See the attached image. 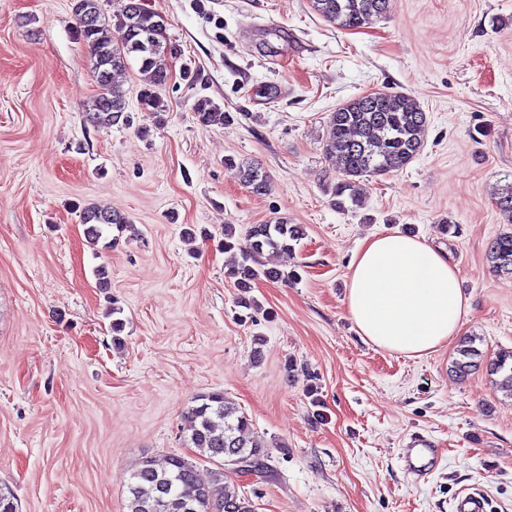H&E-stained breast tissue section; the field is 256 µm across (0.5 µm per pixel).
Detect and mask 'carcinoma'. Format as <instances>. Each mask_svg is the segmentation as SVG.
<instances>
[{"label":"carcinoma","mask_w":512,"mask_h":512,"mask_svg":"<svg viewBox=\"0 0 512 512\" xmlns=\"http://www.w3.org/2000/svg\"><path fill=\"white\" fill-rule=\"evenodd\" d=\"M387 6L388 0H312L313 9L323 19L348 30L384 15ZM73 14L75 37L89 49L97 85L96 94L82 107L85 123L105 129L128 121L126 93L114 82V75L126 69L131 57L140 63V105L158 114L167 111L157 90L168 84L170 61L181 55V49L168 38L163 16L147 8L144 0H126L110 25L102 18L100 0H73ZM195 114L202 126L222 125L232 119L207 98L197 100ZM327 124L324 152L337 161L339 171L332 186V205L349 212L363 206L370 179L402 171L418 158L428 117L408 94L382 90L346 101L329 114ZM224 163L239 169L243 184L252 193L268 191L267 176L258 168L231 156ZM494 200L512 222V182L499 186ZM80 217L87 243L92 246L108 228L120 232L133 228L126 215L96 204L84 206ZM303 236L301 226L282 220L254 224L242 237L236 235L233 225H224V253L228 255L224 276L238 288L237 306L247 310L244 318H252L250 311L257 308L256 301L247 296L253 281L301 279L297 270L266 267L260 258L269 250L294 249ZM487 258L493 272L512 275V233L496 235ZM477 340L476 336L459 340L452 372L461 381L480 368L489 376L499 374L500 388L512 397V350L488 359L476 347ZM197 400L198 404L187 407L183 414L197 461L178 454L143 458L126 483L127 512H256L254 502L238 482L241 473L229 469L224 456L235 454L242 465L266 473L269 467L264 445L247 436L250 420L224 392H209ZM200 461L216 469L205 477L198 467Z\"/></svg>","instance_id":"cac0c4a2"}]
</instances>
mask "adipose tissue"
<instances>
[{"label":"adipose tissue","mask_w":512,"mask_h":512,"mask_svg":"<svg viewBox=\"0 0 512 512\" xmlns=\"http://www.w3.org/2000/svg\"><path fill=\"white\" fill-rule=\"evenodd\" d=\"M346 306L364 340L421 357L458 335L469 301L459 270L443 249L389 232L365 238L355 250Z\"/></svg>","instance_id":"1"}]
</instances>
